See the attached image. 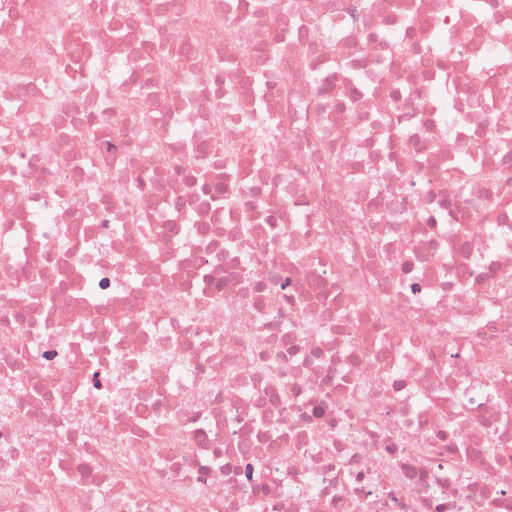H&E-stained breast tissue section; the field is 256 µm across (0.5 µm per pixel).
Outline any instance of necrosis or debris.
I'll list each match as a JSON object with an SVG mask.
<instances>
[{
	"label": "necrosis or debris",
	"instance_id": "1",
	"mask_svg": "<svg viewBox=\"0 0 512 512\" xmlns=\"http://www.w3.org/2000/svg\"><path fill=\"white\" fill-rule=\"evenodd\" d=\"M481 3L0 0V512H512Z\"/></svg>",
	"mask_w": 512,
	"mask_h": 512
}]
</instances>
